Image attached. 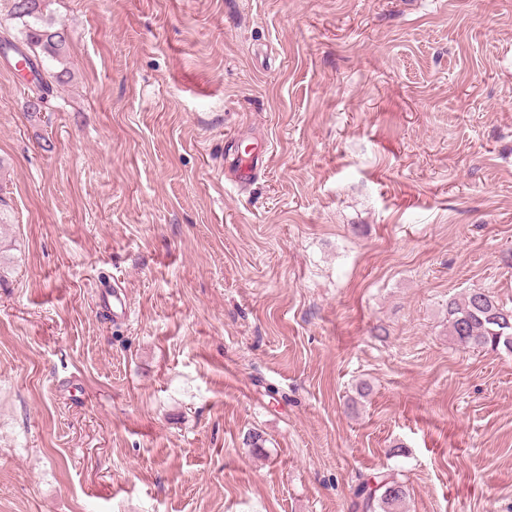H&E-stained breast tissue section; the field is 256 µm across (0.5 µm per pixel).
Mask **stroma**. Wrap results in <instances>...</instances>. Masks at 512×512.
<instances>
[{
	"instance_id": "obj_1",
	"label": "stroma",
	"mask_w": 512,
	"mask_h": 512,
	"mask_svg": "<svg viewBox=\"0 0 512 512\" xmlns=\"http://www.w3.org/2000/svg\"><path fill=\"white\" fill-rule=\"evenodd\" d=\"M43 19L40 114L0 58V512H363L387 469L512 512V353L448 337L449 298L512 306V0ZM265 150L256 151L255 149L242 150L241 146H231L228 151L229 161L227 169L231 174L229 179L237 187H243L258 174L264 164L263 154ZM231 157V159H230Z\"/></svg>"
}]
</instances>
